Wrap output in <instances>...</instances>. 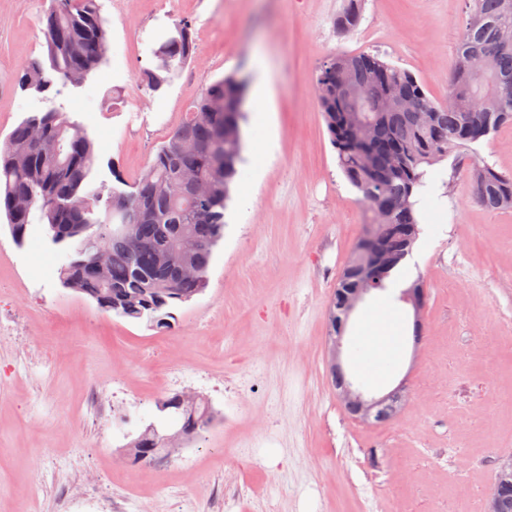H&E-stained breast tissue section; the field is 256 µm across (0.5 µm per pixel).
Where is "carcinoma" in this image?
Wrapping results in <instances>:
<instances>
[{"label":"carcinoma","instance_id":"cac0c4a2","mask_svg":"<svg viewBox=\"0 0 512 512\" xmlns=\"http://www.w3.org/2000/svg\"><path fill=\"white\" fill-rule=\"evenodd\" d=\"M468 17L461 28L456 56L479 54L488 64L481 72L451 69L448 90L456 103L448 106L431 97L408 70L369 52L338 53L316 70L317 104L331 145L347 181L361 193V202L388 211L376 225V237L395 259L363 284L386 291L397 287L392 272L405 265L421 233L418 205L433 206L435 180L430 167L453 151L469 147L499 127L512 124V43L502 40L512 28V0H468ZM362 0H344L336 15V29L347 34L360 23ZM40 23L47 60L22 69L19 83L39 92L56 83L80 84L105 59L108 36L96 0H51ZM176 44H161L168 65L143 72L153 92L161 90L196 53L191 24ZM344 70L350 86L360 94H344L336 86V69ZM247 73L237 70L205 86L192 103L186 120L162 144L132 190H112L102 200V189L90 176L95 161L93 139L61 109L32 115L16 127L0 148V211L4 212L15 242L22 244L33 220L47 227L52 244L72 248L60 268L63 287L93 300L97 309L146 323L152 329L176 326L175 310L206 287L213 249L224 236L225 213L233 185L243 163V125L247 122ZM422 102L433 113L419 119L406 107L391 109L392 101ZM41 131L59 146L35 153L31 144ZM193 174L208 185L200 197L180 186V176ZM473 187L483 188L479 204L490 212L512 209V175L487 164H473ZM33 197L32 209L18 207ZM104 203L103 216L94 206ZM97 224L106 235L101 264L86 253V232ZM142 242L130 249L124 227ZM332 296L328 310V337L336 341L346 325ZM174 393L157 403L161 413L182 421L184 437H202L214 420L211 404L199 398L192 410L182 409ZM150 448L151 463L169 458L155 448L153 432L146 428L126 446L135 458ZM497 481L503 486L502 512H512V463L500 466Z\"/></svg>","mask_w":512,"mask_h":512}]
</instances>
